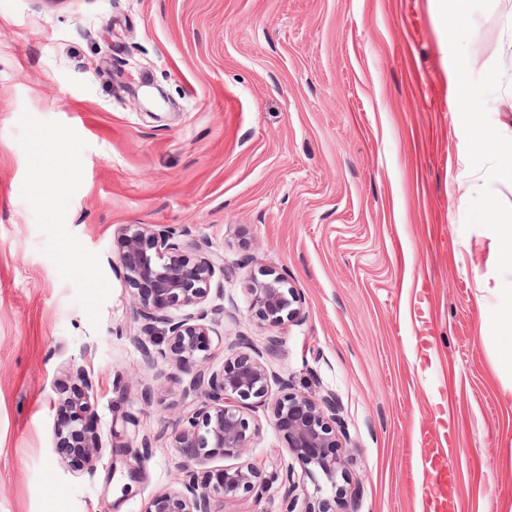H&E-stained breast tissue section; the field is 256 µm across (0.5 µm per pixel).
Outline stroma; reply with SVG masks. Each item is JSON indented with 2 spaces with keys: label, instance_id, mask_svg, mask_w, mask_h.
<instances>
[{
  "label": "stroma",
  "instance_id": "obj_1",
  "mask_svg": "<svg viewBox=\"0 0 512 512\" xmlns=\"http://www.w3.org/2000/svg\"><path fill=\"white\" fill-rule=\"evenodd\" d=\"M509 10L460 0L458 48L439 0H0V512H143L177 486L174 432L200 400L188 373L146 364L133 342L136 291L114 247L125 224L185 228L223 255L209 370L254 346L293 391L335 394L338 484L357 512H415L404 450L440 414L456 429L461 512L481 496L499 512L512 399L477 285L503 275L512 242L490 225L512 224V187L490 186L493 220L463 195L488 165L475 124L512 140ZM148 87L165 96L150 112ZM464 95L479 110L462 111ZM58 150L77 174L34 184ZM268 270L298 293L299 321L251 311ZM80 369L103 445L91 477L53 435ZM244 416L246 460L284 471L267 406Z\"/></svg>",
  "mask_w": 512,
  "mask_h": 512
}]
</instances>
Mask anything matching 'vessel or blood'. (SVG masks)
Listing matches in <instances>:
<instances>
[{
  "label": "vessel or blood",
  "instance_id": "b4317fda",
  "mask_svg": "<svg viewBox=\"0 0 512 512\" xmlns=\"http://www.w3.org/2000/svg\"><path fill=\"white\" fill-rule=\"evenodd\" d=\"M457 441L454 425L440 418L427 433L419 450L425 464L429 489L423 498L425 512H459L460 476L457 469L448 467L446 458Z\"/></svg>",
  "mask_w": 512,
  "mask_h": 512
}]
</instances>
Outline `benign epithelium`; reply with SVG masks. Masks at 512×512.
I'll return each instance as SVG.
<instances>
[{"label":"benign epithelium","mask_w":512,"mask_h":512,"mask_svg":"<svg viewBox=\"0 0 512 512\" xmlns=\"http://www.w3.org/2000/svg\"><path fill=\"white\" fill-rule=\"evenodd\" d=\"M186 236L185 230L148 224L125 225L115 236L119 262L129 284L137 290L142 325L136 340L144 357L152 362L158 354L178 370L192 372L187 392L201 399V407L187 413L183 426L174 434L175 447L184 458L178 488L152 497L144 512H218L216 505L234 501L243 493L263 499L277 481L285 486L282 512H296L291 465L282 474L265 475L249 463L235 464L224 467L215 481L208 483L200 482L193 468V464L217 456L240 457L251 441L243 414L247 401L264 403L271 384L277 382L286 388L288 383L268 370L259 351L225 359L218 372L203 366L211 357L208 315L224 313L222 307L205 308L212 279L224 274V256L195 254L197 244ZM249 291L251 310L268 326L281 327L300 318L297 297L282 276L270 271ZM161 339L168 340V350H153ZM77 378V396L65 400L69 419L55 432L65 436L68 447L87 459L91 478L102 443L85 421L93 382L82 370L77 371ZM271 412L292 459L306 474L319 472L334 489L332 498H324L323 487L315 484L314 492L305 494L301 512H335L333 503L343 493V488L337 487L341 457L336 453L342 443L332 427L336 422L335 396L328 393L314 401L288 392L271 403Z\"/></svg>","instance_id":"1"}]
</instances>
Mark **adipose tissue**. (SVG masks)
I'll return each mask as SVG.
<instances>
[{"mask_svg": "<svg viewBox=\"0 0 512 512\" xmlns=\"http://www.w3.org/2000/svg\"><path fill=\"white\" fill-rule=\"evenodd\" d=\"M505 279L487 289L494 303L487 308L489 324L499 343L500 360L496 370L503 384V392L512 396V249L501 256Z\"/></svg>", "mask_w": 512, "mask_h": 512, "instance_id": "1", "label": "adipose tissue"}]
</instances>
